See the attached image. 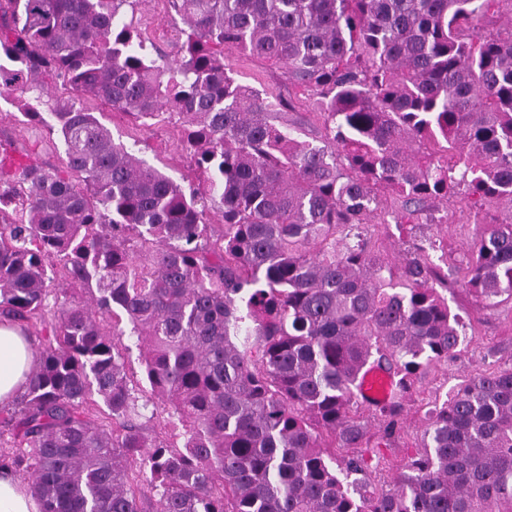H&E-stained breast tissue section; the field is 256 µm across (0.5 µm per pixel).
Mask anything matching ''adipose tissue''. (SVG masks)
Listing matches in <instances>:
<instances>
[{
    "mask_svg": "<svg viewBox=\"0 0 512 512\" xmlns=\"http://www.w3.org/2000/svg\"><path fill=\"white\" fill-rule=\"evenodd\" d=\"M35 364L29 339L10 322H0V405L12 402L23 391Z\"/></svg>",
    "mask_w": 512,
    "mask_h": 512,
    "instance_id": "1",
    "label": "adipose tissue"
}]
</instances>
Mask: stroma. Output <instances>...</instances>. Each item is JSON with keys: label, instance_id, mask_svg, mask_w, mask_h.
Masks as SVG:
<instances>
[{"label": "stroma", "instance_id": "35a3bbf8", "mask_svg": "<svg viewBox=\"0 0 512 512\" xmlns=\"http://www.w3.org/2000/svg\"><path fill=\"white\" fill-rule=\"evenodd\" d=\"M135 20L146 44L154 45L164 54L171 52L178 32L173 28L168 0H142L136 9ZM224 58L241 83L269 97L290 101L288 119L300 139L315 145L322 143L324 130L316 105L302 91L288 85L281 69L233 47L225 48ZM79 103L99 113L114 140L134 147L136 155L147 164L162 169L177 180L187 173L192 154L179 123L163 121L146 127L98 100L83 97ZM33 140L34 133L17 102L10 97H0V145L7 147L13 161L59 165L62 149L50 145L37 148ZM505 215V208L495 205L475 211L470 197L462 194L449 204L447 223L425 229L426 235L438 242L429 257L448 277V304L463 316L465 336L457 357L431 369L417 384L406 408L404 427L391 448L386 449L385 464L382 470L374 473L375 481L391 480L407 462L421 439L424 413L429 403L443 401L456 386L477 375L512 369V299H502L490 308L479 306L463 286L461 265L474 242L476 220L487 222Z\"/></svg>", "mask_w": 512, "mask_h": 512}]
</instances>
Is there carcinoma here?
Returning <instances> with one entry per match:
<instances>
[{
    "label": "carcinoma",
    "instance_id": "cac0c4a2",
    "mask_svg": "<svg viewBox=\"0 0 512 512\" xmlns=\"http://www.w3.org/2000/svg\"><path fill=\"white\" fill-rule=\"evenodd\" d=\"M170 3L184 40L160 62L124 18L138 0H0V94L34 147H64L57 167H0V318L45 331L0 409L20 444L0 470L29 476L41 512H512V370L429 409L396 479H359L462 343L417 230L461 192L512 206V0ZM227 46L315 97L323 145L235 79ZM59 82L144 124L179 117L194 176L45 98ZM389 197L397 264L373 242ZM476 231L464 286L492 307L512 298V213ZM370 364L395 378L384 404L356 397Z\"/></svg>",
    "mask_w": 512,
    "mask_h": 512
}]
</instances>
